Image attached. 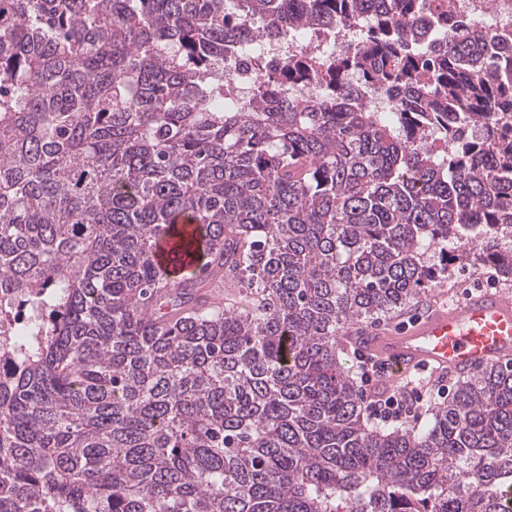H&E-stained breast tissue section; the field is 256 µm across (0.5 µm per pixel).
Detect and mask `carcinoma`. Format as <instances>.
Instances as JSON below:
<instances>
[{"instance_id": "cac0c4a2", "label": "carcinoma", "mask_w": 512, "mask_h": 512, "mask_svg": "<svg viewBox=\"0 0 512 512\" xmlns=\"http://www.w3.org/2000/svg\"><path fill=\"white\" fill-rule=\"evenodd\" d=\"M365 20L282 65L318 93L224 108L259 24ZM510 40L451 0H0V283L33 304L0 344V512H512L511 364L394 427L339 357L450 254L512 277ZM166 228L200 277L168 285ZM223 276L237 300L199 294Z\"/></svg>"}]
</instances>
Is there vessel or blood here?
Returning <instances> with one entry per match:
<instances>
[{
    "mask_svg": "<svg viewBox=\"0 0 512 512\" xmlns=\"http://www.w3.org/2000/svg\"><path fill=\"white\" fill-rule=\"evenodd\" d=\"M155 261L170 282H181L188 274L171 262L168 242H161ZM363 346L383 361L392 382L423 367L466 375L512 359V297L473 296L415 320L402 332L364 337Z\"/></svg>",
    "mask_w": 512,
    "mask_h": 512,
    "instance_id": "obj_1",
    "label": "vessel or blood"
}]
</instances>
